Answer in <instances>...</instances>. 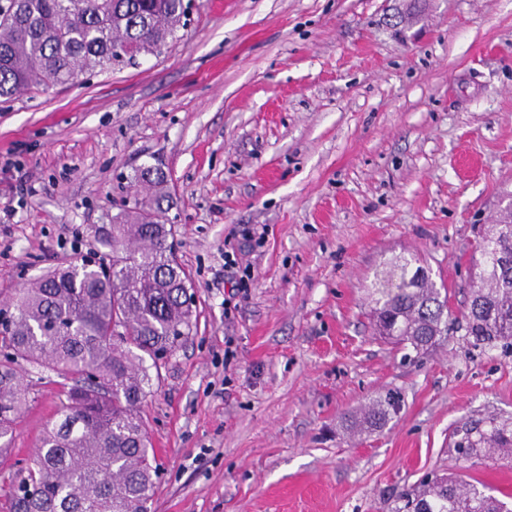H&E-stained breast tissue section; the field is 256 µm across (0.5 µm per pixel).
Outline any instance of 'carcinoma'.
Segmentation results:
<instances>
[{"label": "carcinoma", "instance_id": "obj_1", "mask_svg": "<svg viewBox=\"0 0 512 512\" xmlns=\"http://www.w3.org/2000/svg\"><path fill=\"white\" fill-rule=\"evenodd\" d=\"M186 13L184 0H9L0 6V97L157 55ZM123 46L134 53L116 55ZM134 182L154 195L117 215L100 260L61 262L0 301V457L30 394L21 364L70 383L12 484L9 512H149L156 460L139 405L149 370L192 335L193 304L182 293L191 283L163 208L171 199L167 176L147 166ZM481 255L462 314L466 335L476 346L512 348L511 208L484 234ZM373 303L378 333L404 349L419 353L448 336V296L421 266L395 263L373 289ZM399 409L400 397L388 393L350 427L380 430ZM456 435L455 452L466 460L512 453V429L494 418ZM400 500L396 512H512V503L434 474Z\"/></svg>", "mask_w": 512, "mask_h": 512}]
</instances>
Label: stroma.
I'll return each mask as SVG.
<instances>
[{
    "instance_id": "1",
    "label": "stroma",
    "mask_w": 512,
    "mask_h": 512,
    "mask_svg": "<svg viewBox=\"0 0 512 512\" xmlns=\"http://www.w3.org/2000/svg\"><path fill=\"white\" fill-rule=\"evenodd\" d=\"M187 3L160 54L0 98V300L102 252L134 169L160 164L195 327L141 406L151 512H394L431 471L502 496L512 456L459 459L452 434L512 423V353L456 325L406 354L369 310L413 255L467 307L512 205V0ZM37 373L0 512L59 403ZM390 390L399 414L350 435Z\"/></svg>"
}]
</instances>
